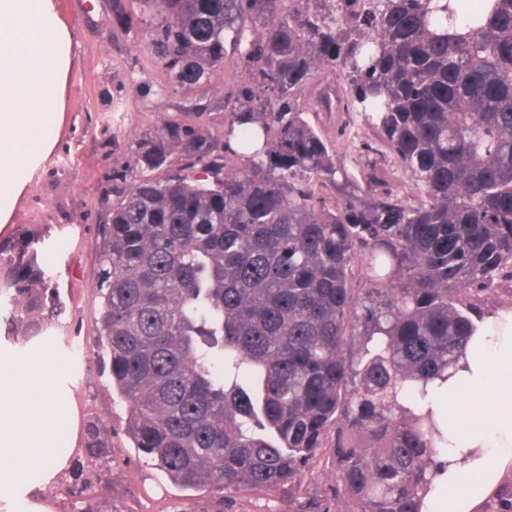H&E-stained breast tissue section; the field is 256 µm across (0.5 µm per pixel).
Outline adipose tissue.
Segmentation results:
<instances>
[{
  "label": "adipose tissue",
  "mask_w": 512,
  "mask_h": 512,
  "mask_svg": "<svg viewBox=\"0 0 512 512\" xmlns=\"http://www.w3.org/2000/svg\"><path fill=\"white\" fill-rule=\"evenodd\" d=\"M50 340L23 352L0 347V512H58L48 497L71 468L80 413L62 371L48 372ZM448 422V464L423 512H475L512 466V309L477 330L447 386L433 393Z\"/></svg>",
  "instance_id": "1"
}]
</instances>
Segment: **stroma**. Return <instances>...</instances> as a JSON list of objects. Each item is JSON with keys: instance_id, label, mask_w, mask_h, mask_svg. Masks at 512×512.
<instances>
[{"instance_id": "35a3bbf8", "label": "stroma", "mask_w": 512, "mask_h": 512, "mask_svg": "<svg viewBox=\"0 0 512 512\" xmlns=\"http://www.w3.org/2000/svg\"><path fill=\"white\" fill-rule=\"evenodd\" d=\"M57 10L73 44L63 118L52 123L55 147L33 169L24 194L15 201L0 198V209L12 213L0 227V244H11L30 228L59 254L56 282L65 310L53 346L65 360L82 419H101L112 445L111 466L96 493L111 498L114 512H296V496L284 488L241 489L221 499L183 490L148 465L126 434L127 406L112 391L96 343L95 244L102 204L114 177L132 163L131 144L157 137L172 120L223 136L225 98L242 80L243 62L228 55L210 81L183 89L171 84L150 47L160 17L140 12L135 0H57ZM301 104L349 175L363 182L378 167L402 199L418 200L416 186L359 113L322 111L311 89Z\"/></svg>"}]
</instances>
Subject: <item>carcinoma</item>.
<instances>
[{
  "label": "carcinoma",
  "instance_id": "obj_1",
  "mask_svg": "<svg viewBox=\"0 0 512 512\" xmlns=\"http://www.w3.org/2000/svg\"><path fill=\"white\" fill-rule=\"evenodd\" d=\"M173 84H237L224 138L167 123L131 148L98 254L99 342L138 452L213 494L300 488L322 449L346 512H422L447 470L427 396L448 382L512 280V0H136ZM326 69V112H358L421 192L336 164L299 99ZM241 168L224 171L231 139ZM178 153L181 167L170 170ZM330 186L329 203L317 186ZM366 288H351L357 257ZM54 252L0 248V329L24 348L60 324ZM105 426L75 463L91 512ZM297 512H331L314 492ZM478 512H512L501 483Z\"/></svg>",
  "mask_w": 512,
  "mask_h": 512
}]
</instances>
